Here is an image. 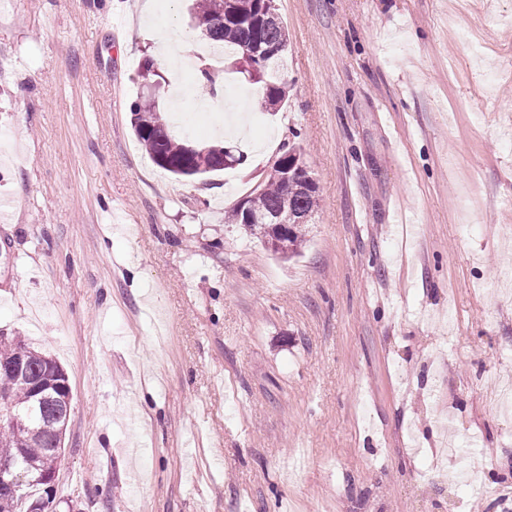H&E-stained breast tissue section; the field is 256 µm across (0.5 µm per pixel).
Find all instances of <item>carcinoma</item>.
<instances>
[{"label":"carcinoma","mask_w":512,"mask_h":512,"mask_svg":"<svg viewBox=\"0 0 512 512\" xmlns=\"http://www.w3.org/2000/svg\"><path fill=\"white\" fill-rule=\"evenodd\" d=\"M190 19L196 21L199 32L213 46L224 50H255L275 46L279 53L260 61L249 55L244 58L248 74L255 82L264 83L265 102L276 110L288 98V86L267 81L276 76L283 52L288 45L285 27L276 12H270L266 0H193ZM141 77L152 89L161 76L154 59L144 60ZM199 85L215 94L220 89L218 75L202 67L196 76ZM131 125L138 141L162 169L183 180L201 179L241 165L243 151L233 144L197 145V151L187 154L191 143L173 137L161 116L155 98L136 100L130 105ZM288 168V178L269 175L257 187L256 195L242 201L231 214V223L242 225L247 232L269 244L276 255L290 259L304 242L303 230L297 226L278 233L262 217L283 211L297 217H310L319 206L316 182L303 161L302 148L296 144L279 156ZM23 358L25 377L40 380L63 368L50 355L38 351L19 336L0 341V393L14 403L10 424L0 427V462L13 461L29 474L56 472L71 415V393L52 394L38 404L33 403L27 382L21 380L13 366Z\"/></svg>","instance_id":"obj_1"}]
</instances>
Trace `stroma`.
<instances>
[{
    "instance_id": "stroma-1",
    "label": "stroma",
    "mask_w": 512,
    "mask_h": 512,
    "mask_svg": "<svg viewBox=\"0 0 512 512\" xmlns=\"http://www.w3.org/2000/svg\"><path fill=\"white\" fill-rule=\"evenodd\" d=\"M276 0L288 102L220 61L182 0L0 10V332L64 368L56 512H503L512 503V0ZM155 57L191 142L245 115L213 182L132 133ZM300 144L320 207L276 259L228 217ZM474 232H465V225ZM450 421L485 492L447 462Z\"/></svg>"
}]
</instances>
